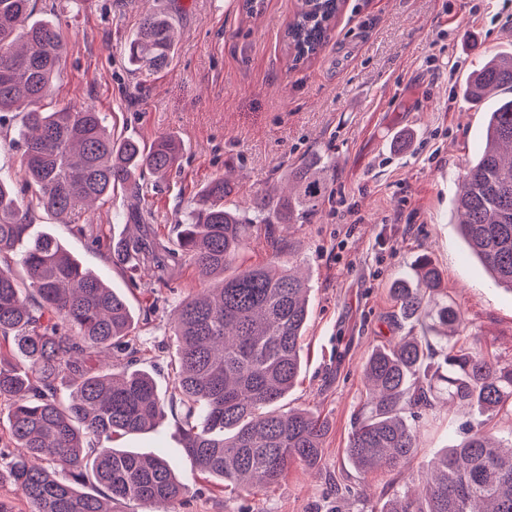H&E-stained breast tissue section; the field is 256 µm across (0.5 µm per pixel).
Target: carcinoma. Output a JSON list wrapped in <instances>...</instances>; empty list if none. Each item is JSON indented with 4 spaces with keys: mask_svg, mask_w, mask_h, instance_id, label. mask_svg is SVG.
Returning <instances> with one entry per match:
<instances>
[{
    "mask_svg": "<svg viewBox=\"0 0 512 512\" xmlns=\"http://www.w3.org/2000/svg\"><path fill=\"white\" fill-rule=\"evenodd\" d=\"M29 2L0 0V112L24 111L21 174L36 186L37 205L67 216L121 189L148 211L138 177L145 169L170 172L180 140L162 136L146 148L112 136L106 115L92 107H44L66 46L58 24L29 21ZM342 6L299 0L285 32L292 64L318 53ZM174 48L173 24L149 12L127 43V62L150 75L171 63ZM460 89L475 105L492 90L512 93V54L487 59ZM485 132L487 146L456 191L458 226L494 282L512 291V162L500 154L512 145V96L487 113ZM329 169L313 156L304 159L286 173L296 192L256 197L251 219L226 204L233 187L219 176L180 225L175 249L135 235L112 245V263L132 280L148 267L163 283L168 261L177 258L219 278L174 311L170 408L181 409L185 456L233 491L267 488L289 465L314 467L321 458L327 422L308 409L278 408L302 369L310 310L308 286L284 259L274 226L311 217L329 193ZM32 217V207L0 177V401L8 402L0 486L14 488L29 512H119L120 503L182 501L186 487L175 462L113 446L153 431L165 413L153 376L137 367L139 337L125 299L83 270L56 237L30 236ZM258 232L270 239V260L238 265ZM441 288L442 274L426 258L397 279L392 295L400 311L435 336H404L374 349L364 365L369 396L347 457L362 474L386 467L412 484L367 512H512V438L497 439L486 423L469 427L427 463L416 462L413 421L422 413L451 403L489 416L512 413V362L469 344L461 310L434 301ZM437 349L442 359L421 373ZM114 351L124 357L118 374L101 364ZM7 448L23 453L13 457Z\"/></svg>",
    "mask_w": 512,
    "mask_h": 512,
    "instance_id": "cac0c4a2",
    "label": "carcinoma"
}]
</instances>
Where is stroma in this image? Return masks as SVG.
I'll return each mask as SVG.
<instances>
[{"mask_svg":"<svg viewBox=\"0 0 512 512\" xmlns=\"http://www.w3.org/2000/svg\"><path fill=\"white\" fill-rule=\"evenodd\" d=\"M297 0H31L37 19L58 21L67 49L54 82L55 108L94 106L115 137L151 145L173 135L183 145L165 179L143 173L151 213L135 221L123 191L101 207L58 218L36 211L34 233L58 238L86 269L122 294L137 324L139 365L169 399L176 343L169 312L206 281L171 263L169 286L131 281L113 265L114 239L145 232L174 237L203 187L216 176L234 185L231 207L259 194L280 195L284 175L314 154L328 162L331 195L308 223L281 226L283 251L309 286L311 317L303 366L285 408H306L327 421L314 468L292 464L255 495L224 492L182 451L178 418L128 440L138 452L174 459L188 491L177 512H365L341 488H366L372 501L403 486L382 468L360 475L346 455L366 400L362 369L375 347L422 329L402 319L390 285L419 257L441 270L446 293L480 346L512 362V291L496 285L461 237L454 195L468 162L482 150L485 101L472 107L458 92L466 77L498 53H512V0H345L322 49L293 65L284 32ZM149 10L172 17L175 57L162 71H131L124 48ZM21 115L0 116V175L21 185ZM362 216L351 223L349 210ZM95 225L100 244L76 232ZM480 419L459 407L420 421L418 458L461 440Z\"/></svg>","mask_w":512,"mask_h":512,"instance_id":"35a3bbf8","label":"stroma"}]
</instances>
